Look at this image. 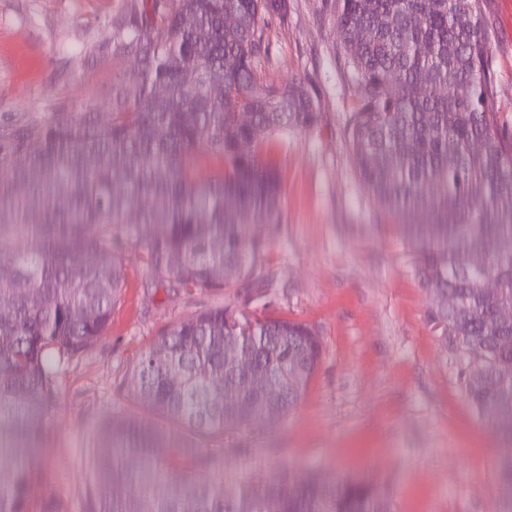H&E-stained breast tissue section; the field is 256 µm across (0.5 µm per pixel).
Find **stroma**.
Returning a JSON list of instances; mask_svg holds the SVG:
<instances>
[{
    "instance_id": "1",
    "label": "stroma",
    "mask_w": 512,
    "mask_h": 512,
    "mask_svg": "<svg viewBox=\"0 0 512 512\" xmlns=\"http://www.w3.org/2000/svg\"><path fill=\"white\" fill-rule=\"evenodd\" d=\"M126 0H0V146L19 124L54 112L112 109V75L132 59L98 53ZM499 124L512 130V17L505 0H483ZM262 76L301 81L318 101L315 126L270 136L263 154L282 180L278 224L261 275L219 293L174 292L151 278L129 227L113 231L127 287L107 333L57 376L58 401L36 449L44 467L29 508L51 497L85 512L89 453L112 419L134 406L118 385L163 331L213 305L303 321L323 356L300 404L259 436L250 462L215 454L210 470L167 469L168 484L222 476L264 479L277 467L383 487L389 512H504V443L468 406L459 360L430 313L417 258L356 173L347 127L359 89L344 64L334 18L321 0H288V19L265 18Z\"/></svg>"
}]
</instances>
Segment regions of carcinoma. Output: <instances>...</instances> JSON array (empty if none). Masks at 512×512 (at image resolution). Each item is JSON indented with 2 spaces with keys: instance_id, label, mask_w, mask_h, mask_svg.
I'll list each match as a JSON object with an SVG mask.
<instances>
[{
  "instance_id": "1",
  "label": "carcinoma",
  "mask_w": 512,
  "mask_h": 512,
  "mask_svg": "<svg viewBox=\"0 0 512 512\" xmlns=\"http://www.w3.org/2000/svg\"><path fill=\"white\" fill-rule=\"evenodd\" d=\"M322 9L360 86L348 127L356 171L417 254L423 286L452 299L432 318L461 358L463 393L512 441V320L501 317L512 307V134L499 127L483 0H322ZM227 14L236 28H224ZM287 15L288 0H127L99 51L135 59L139 75L113 74L111 119L56 112L17 127L0 149V457L13 459L0 468V512H28L42 461L27 449L57 400V374L100 340L122 300L112 225L137 227L149 273L175 291H222L262 270L256 231L279 220L280 180L260 145L319 117L302 83L256 72L268 52L261 19ZM186 70L201 71L192 90ZM199 149L224 171L193 178ZM473 347L486 353L477 363L466 358ZM241 352L252 367L226 365ZM322 352L305 322L228 306L160 334L120 383L142 411L101 430L113 457L90 460L87 512H388L380 488L345 477L283 468L259 485L180 489L162 477L173 456L207 470L210 444L286 418ZM258 374L280 387V402L254 387ZM500 475L512 512V460ZM107 484L133 492L108 497Z\"/></svg>"
}]
</instances>
